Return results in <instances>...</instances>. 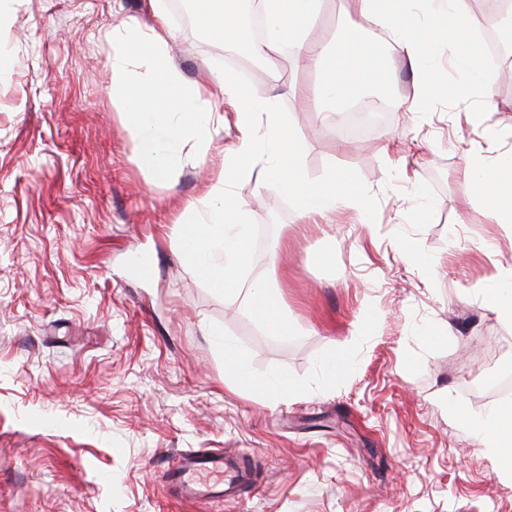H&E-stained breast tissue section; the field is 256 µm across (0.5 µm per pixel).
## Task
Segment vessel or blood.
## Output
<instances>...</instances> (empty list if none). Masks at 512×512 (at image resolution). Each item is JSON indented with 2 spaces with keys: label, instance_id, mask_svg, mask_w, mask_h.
<instances>
[{
  "label": "vessel or blood",
  "instance_id": "1",
  "mask_svg": "<svg viewBox=\"0 0 512 512\" xmlns=\"http://www.w3.org/2000/svg\"><path fill=\"white\" fill-rule=\"evenodd\" d=\"M245 480L244 470L228 465L218 454H186L170 475V483L180 498L201 504L238 499Z\"/></svg>",
  "mask_w": 512,
  "mask_h": 512
}]
</instances>
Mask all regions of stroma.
Returning <instances> with one entry per match:
<instances>
[{
    "instance_id": "35a3bbf8",
    "label": "stroma",
    "mask_w": 512,
    "mask_h": 512,
    "mask_svg": "<svg viewBox=\"0 0 512 512\" xmlns=\"http://www.w3.org/2000/svg\"><path fill=\"white\" fill-rule=\"evenodd\" d=\"M175 33L168 62L185 85L239 70L219 33L182 26L170 0H6L0 9V512H201L165 486L184 452L244 455L252 484L222 512H512V453L494 454L457 409L512 411L488 396L492 363H512V321L485 301L512 270V226L489 223L465 163L504 134L512 154V78L483 112L447 54L430 109L412 112L418 76L356 0H324L316 35L378 40L385 68L348 84V110L378 100L363 135L315 112L322 72L270 53L242 79L277 96L300 134L310 180L338 174L369 213L340 207L310 224L262 175L233 195L264 245L248 241L245 284L278 283L295 331L278 336L184 262L177 227L202 218L221 166L187 160L160 182L112 88V25ZM297 86L300 98L288 93ZM483 112L481 124L467 121ZM193 214H185V205ZM152 255L155 274L130 254ZM258 379L298 393L267 400L224 374V345ZM344 352L343 376L328 357Z\"/></svg>"
}]
</instances>
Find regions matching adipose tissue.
<instances>
[{"label": "adipose tissue", "mask_w": 512, "mask_h": 512, "mask_svg": "<svg viewBox=\"0 0 512 512\" xmlns=\"http://www.w3.org/2000/svg\"><path fill=\"white\" fill-rule=\"evenodd\" d=\"M268 26L266 41H254L239 19L238 0H207L202 17L205 28L217 30L226 45L247 46L257 54L269 48L301 55L314 68L324 71L319 97L335 105L336 94L345 86L350 72L371 80L381 65L367 44L342 40L320 44L307 35L321 16L323 0H261ZM359 11L375 26L388 30L394 51L425 73L426 83L439 82L440 72L428 66L432 50L448 52L458 64L467 86L473 87L486 107H494L493 84L484 71L474 66L477 44L462 24V0H358ZM454 17L455 25L441 22ZM171 31L164 14H157L156 25L147 30L119 21L112 28V84L129 99L126 123L142 142L141 162L151 166L155 177L165 181L182 163L181 147L193 143L197 161H205L210 150L221 148L223 122L214 120L209 108L211 91L233 111L235 144L224 155L220 174L208 185L206 197L214 202L205 222L183 224L179 232L184 260L215 287L236 291L247 263L246 244L251 227L239 212L231 192L234 182L250 179L261 172L265 180L277 184L295 199L301 218L326 223L337 207L368 210L361 195L340 191L336 184H320L308 179L300 159L299 134L276 97L250 99L243 95L237 79L223 72L210 76L209 88L183 90L174 99L164 97V89L177 86L179 76L167 65V38ZM165 147L155 154L152 144ZM467 171L481 184L492 223L512 224V156H497L487 165L483 156H474ZM248 310L252 318L275 334L293 331L288 311L277 290L255 283L248 290ZM226 375L270 400L294 394L292 384L268 383L249 372L246 356L232 344L224 346Z\"/></svg>", "instance_id": "obj_1"}]
</instances>
